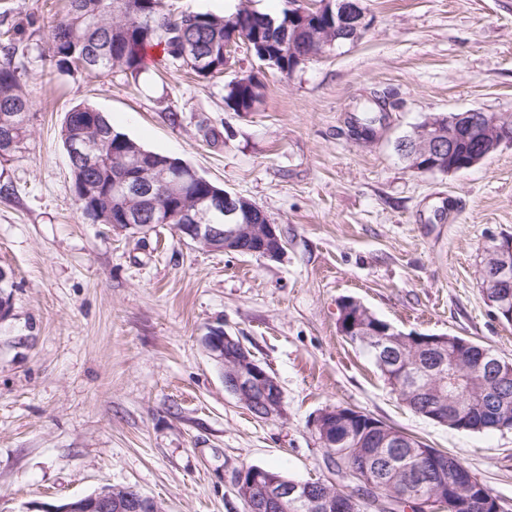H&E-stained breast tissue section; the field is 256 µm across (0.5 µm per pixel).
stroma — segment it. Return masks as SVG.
Wrapping results in <instances>:
<instances>
[{"label":"stroma","mask_w":512,"mask_h":512,"mask_svg":"<svg viewBox=\"0 0 512 512\" xmlns=\"http://www.w3.org/2000/svg\"><path fill=\"white\" fill-rule=\"evenodd\" d=\"M369 28L291 76L264 70L255 112L223 75L155 65L58 73L51 25L65 0H0V65L16 67L29 134L0 158V512H43L102 487H135L164 512H246L232 474L255 465L335 481L315 417L352 408L457 455L512 512V430L457 431L410 411L343 336L339 302L399 330L462 336L512 360V326L478 268L512 235V144L468 170L410 168L396 143L427 116L512 114V0H364ZM378 134L347 131L370 93ZM88 103L145 149L181 159L262 208L285 240L267 260L84 216L60 128ZM221 326L277 379L284 413L255 418L224 388L201 338ZM262 96L263 93L255 91L251 81L237 84L231 82L227 85L224 101L235 112H251L252 102L256 97Z\"/></svg>","instance_id":"obj_1"}]
</instances>
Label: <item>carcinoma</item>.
Returning a JSON list of instances; mask_svg holds the SVG:
<instances>
[{
	"instance_id": "obj_1",
	"label": "carcinoma",
	"mask_w": 512,
	"mask_h": 512,
	"mask_svg": "<svg viewBox=\"0 0 512 512\" xmlns=\"http://www.w3.org/2000/svg\"><path fill=\"white\" fill-rule=\"evenodd\" d=\"M288 11L285 7L277 16L261 12L248 3H242L235 12L221 16L209 12H184L172 15L165 12L163 0H68L65 14L53 25V58L57 70L71 69L75 59L89 58L86 70L110 72L117 69L134 77L146 68L148 50L162 47L167 64L175 69L183 67L179 48L184 43L193 45L197 59L203 67L212 69L215 77L224 72V44L227 31L232 26H243L241 16L254 15L268 21L264 40L269 54H279L276 64L280 70L288 68V57L280 52L288 49ZM263 93L255 90L252 83H230L224 101L235 112L251 111L252 102ZM29 99L17 70L0 66V116L14 117L13 134L19 148L28 135ZM73 114L64 120L60 136L63 144L82 137L90 148L105 156L110 164L100 169L82 170L72 175L75 195H80V185L91 182L101 186L102 195L112 187L113 164L123 162L138 164L135 150L140 144L116 129L110 120L93 106L80 103L72 108ZM386 111L382 101L370 99L359 108L360 115L351 122V133L356 139L370 141L377 135L380 113ZM462 357L471 364L463 378L455 382L448 376L432 381L429 372L433 359L421 358L425 369L420 382L430 386L435 395L451 399L464 409L473 410L478 403L473 395L482 388L485 371L475 365L470 351ZM352 429L336 434V444H323L336 470H352L360 457H392L393 464L386 470L369 468L366 481L372 483L379 494L367 493L357 498L352 492L327 484L329 495L344 496L349 500L348 512H385L373 502L378 496L394 499L392 507L401 510L412 499L433 491L428 479L419 473V456L428 445L410 434L403 438L389 437L398 432L390 426L388 432L375 431V436L364 434L373 417L356 411Z\"/></svg>"
}]
</instances>
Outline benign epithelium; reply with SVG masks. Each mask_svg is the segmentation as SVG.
I'll return each mask as SVG.
<instances>
[{
	"mask_svg": "<svg viewBox=\"0 0 512 512\" xmlns=\"http://www.w3.org/2000/svg\"><path fill=\"white\" fill-rule=\"evenodd\" d=\"M290 27L294 35L288 39V73L323 57L335 49V38L323 37L319 29L325 27L336 32L347 33L358 40L370 24L362 0H316L304 3L292 0L288 4ZM317 29L314 36L321 37L319 50L308 51L301 36ZM245 43L249 53L253 46L261 45L262 29H246L233 34L224 47V60L231 61L236 46ZM512 143V126L489 120L481 109L450 112L429 119L416 129L414 138L403 144L402 149L416 157L421 164L415 166L420 172L450 173L469 169L496 153L504 144ZM72 160L90 168L98 163V157L87 150L85 143L73 142L68 147ZM82 200L93 201L98 222L107 223L109 211L101 209L99 190L89 184L81 185ZM183 181L171 175L168 165H157L147 171V176L126 174L119 168L112 174L110 195L127 202L120 216L122 227L149 232L155 220L162 218L163 209L159 201L166 196L184 198ZM259 213V222L249 224L243 220L248 206ZM179 217L182 223L175 230L180 239L213 251L254 256L269 260L279 259L285 251V242L278 225L271 222L267 214L243 196L214 189L192 207L184 209ZM478 275L486 289L487 300L495 309L497 318H506L512 323V235L494 240L480 263ZM341 318L344 333L364 329L363 320L369 310L354 298L341 301ZM371 342L389 353L397 346L404 354L392 362V378L399 390L413 391L417 382L420 364L417 351L442 350L447 347L466 349L471 342L461 336L432 335L422 337L417 333H403L391 325L380 330H369ZM202 344L210 358L224 373V388L244 405L259 412L262 418L283 414V394L276 378L266 370L253 354L237 339L224 332V328L209 330ZM478 365L484 367L495 383L489 390L488 400L497 408L496 420L501 429L508 426L512 415L509 399L502 394L501 386L512 380V362L482 351L476 356ZM355 416L343 413V420L336 421V410L323 411L312 424L317 434L336 436V424L348 425ZM237 495L247 507V512H277L286 498L301 505L308 512H317L322 498L313 494L307 483L295 482L282 485L258 468H243L233 477ZM446 512H461L463 509L480 508L484 512H502L500 505H492L485 493L475 492L467 479L454 469H448V503L436 504ZM46 512H163L162 506L153 499H145L133 488L119 491L105 487L98 493L74 499Z\"/></svg>",
	"mask_w": 512,
	"mask_h": 512,
	"instance_id": "obj_1",
	"label": "benign epithelium"
}]
</instances>
